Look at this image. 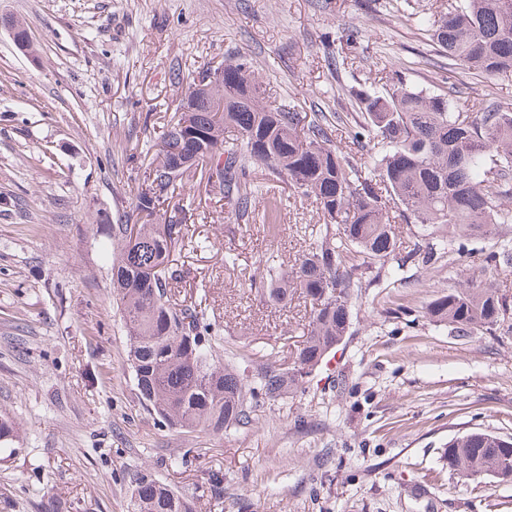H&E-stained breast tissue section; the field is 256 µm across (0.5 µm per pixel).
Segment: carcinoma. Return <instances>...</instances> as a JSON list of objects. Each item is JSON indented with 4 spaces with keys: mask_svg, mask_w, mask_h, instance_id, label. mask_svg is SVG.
Listing matches in <instances>:
<instances>
[{
    "mask_svg": "<svg viewBox=\"0 0 512 512\" xmlns=\"http://www.w3.org/2000/svg\"><path fill=\"white\" fill-rule=\"evenodd\" d=\"M427 32L448 59L486 84L472 112H458L451 93L420 88L401 77L364 89H341L354 111L293 112L265 97L248 62L206 67L207 96L183 111L195 82L153 142L154 158L136 195L139 221L109 226L112 295L128 337V361L138 397L167 426L184 432L224 430L252 421L254 403L278 401L305 387L312 371L348 332L362 290L413 260L448 257L460 281L433 298L427 317L466 335L498 330L512 301L496 273L512 266V241L490 251L488 276L465 277V241L512 224V104L497 97L495 81L512 77V0H461L448 12L422 13ZM224 102V111L211 104ZM368 154L366 167L359 155ZM202 171L207 184L246 220L256 205L279 209L269 182L317 204L324 219L306 248L287 266L263 261L258 288L273 306L303 294L310 302L305 339L290 365L267 363L251 377L218 358L212 323L200 302L177 304L171 285L180 273L174 255L205 250L209 239L188 235L184 217L155 220L176 186ZM414 225L409 248L398 252L396 219ZM441 228L426 240L432 226ZM448 468L462 479L512 478V437L473 431L448 441ZM128 512H194L192 502L146 470L131 481Z\"/></svg>",
    "mask_w": 512,
    "mask_h": 512,
    "instance_id": "cac0c4a2",
    "label": "carcinoma"
}]
</instances>
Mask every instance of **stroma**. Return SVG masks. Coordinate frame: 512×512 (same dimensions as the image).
<instances>
[{
    "label": "stroma",
    "mask_w": 512,
    "mask_h": 512,
    "mask_svg": "<svg viewBox=\"0 0 512 512\" xmlns=\"http://www.w3.org/2000/svg\"><path fill=\"white\" fill-rule=\"evenodd\" d=\"M228 58L298 112L350 111L339 85L381 72L445 87L413 17L371 0H0V416L17 428L0 446V512H126L145 468L198 512H512V483L465 484L448 467L451 439L512 437V333L459 336L426 317L457 283L444 263L367 289L305 390L259 401L247 425L183 434L139 399L101 227L133 215L148 143L185 91L173 70ZM275 194L274 233L260 208L237 223L197 178L169 201L193 200L186 223L211 242L181 255L178 288L204 297L217 355L248 372L288 365L309 321L302 296L274 308L250 286L323 221L286 185Z\"/></svg>",
    "instance_id": "1"
}]
</instances>
